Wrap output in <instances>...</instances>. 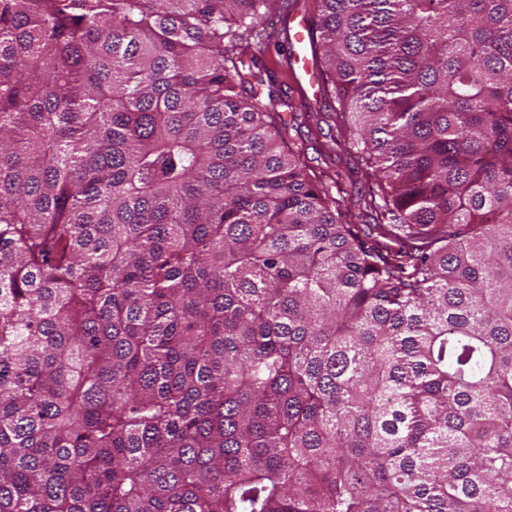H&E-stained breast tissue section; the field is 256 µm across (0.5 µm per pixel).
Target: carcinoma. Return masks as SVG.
Returning a JSON list of instances; mask_svg holds the SVG:
<instances>
[{
    "mask_svg": "<svg viewBox=\"0 0 512 512\" xmlns=\"http://www.w3.org/2000/svg\"><path fill=\"white\" fill-rule=\"evenodd\" d=\"M270 2L0 0V512H512V0H312L364 226ZM292 56L293 48L287 43L282 46L280 43H272L264 54L260 56L261 62L267 70L262 72L266 81L265 86L262 87L263 91L266 92L267 85L270 84L271 79L274 87L280 91V97L287 105L288 99H290L295 106H298L302 99L311 112H332L331 108L328 106L332 105L334 108L337 104L332 99L329 101L323 97L321 82L308 96L302 94L298 87L297 74L291 63ZM300 121H295L290 130L291 145L293 147L294 143L301 150L308 172L320 187L331 190L333 196L338 198V191H343L342 196L356 201L358 191L364 190L363 178L353 171V161L347 151L335 146L336 153L329 158L322 150L323 144L336 138L333 122H321L319 128L315 122L308 125Z\"/></svg>",
    "mask_w": 512,
    "mask_h": 512,
    "instance_id": "1",
    "label": "carcinoma"
}]
</instances>
